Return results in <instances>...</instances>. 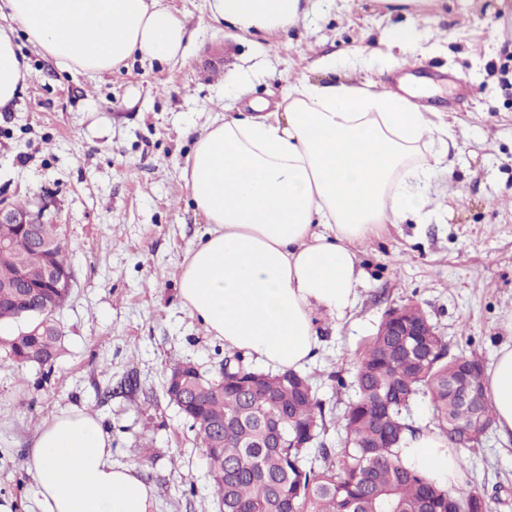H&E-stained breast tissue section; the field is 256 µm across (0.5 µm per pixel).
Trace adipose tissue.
Returning a JSON list of instances; mask_svg holds the SVG:
<instances>
[{
    "label": "adipose tissue",
    "mask_w": 512,
    "mask_h": 512,
    "mask_svg": "<svg viewBox=\"0 0 512 512\" xmlns=\"http://www.w3.org/2000/svg\"><path fill=\"white\" fill-rule=\"evenodd\" d=\"M0 107L28 77L14 27L61 65L94 77L132 57L183 55L185 30L158 0H0ZM215 20L273 32L299 21L301 0H211ZM283 112L215 117L196 137L183 180L208 227L190 249L180 295L231 350L298 370L318 346L317 312L339 315L363 278L358 245L387 225L422 222L426 187L455 137L407 96L348 79L288 81ZM494 425L512 438V346L486 374ZM404 462L453 488L460 457L438 432ZM40 512H153L134 464L112 462L100 419L70 409L45 422L27 460Z\"/></svg>",
    "instance_id": "obj_1"
}]
</instances>
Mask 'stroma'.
Listing matches in <instances>:
<instances>
[{
  "label": "stroma",
  "mask_w": 512,
  "mask_h": 512,
  "mask_svg": "<svg viewBox=\"0 0 512 512\" xmlns=\"http://www.w3.org/2000/svg\"><path fill=\"white\" fill-rule=\"evenodd\" d=\"M160 3L189 36L167 64L135 60L92 78L17 37L30 75L0 109V200L59 225L74 284L56 315L65 341L52 369L0 362V503L11 512H35L31 441L71 408L101 419L113 463L138 464L156 512H214L200 441L164 393L176 363L212 373L229 354L179 291L207 227L182 179L195 133L215 115L251 114L254 100L283 109L285 78L336 80L319 59L367 55L391 26L415 25L417 47L351 78L431 84L425 100L447 114L457 146L428 185L425 222L387 225L359 245L354 306L315 316L305 372L325 403L327 446L339 445L354 397L352 363L389 309L419 304L456 355L489 364L512 344V18L500 0H444L424 18L393 0H309L307 17L271 33L216 22L210 0ZM462 456L491 512H512V440L492 430Z\"/></svg>",
  "instance_id": "obj_1"
}]
</instances>
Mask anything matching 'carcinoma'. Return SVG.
Listing matches in <instances>:
<instances>
[{
  "label": "carcinoma",
  "mask_w": 512,
  "mask_h": 512,
  "mask_svg": "<svg viewBox=\"0 0 512 512\" xmlns=\"http://www.w3.org/2000/svg\"><path fill=\"white\" fill-rule=\"evenodd\" d=\"M51 253L67 262L58 225L43 227ZM45 253L26 245L0 261V358L18 367H52L63 349L56 320L72 292L40 287ZM405 322L387 311L353 364L356 398L341 415L339 447H326L324 404L299 371L266 374L278 397L263 398L259 372L208 377L191 362L171 367L165 395L203 447L218 512H489L472 489L451 492L407 466L400 449L421 433L411 406L428 399L435 430L458 447L494 424L481 357L451 356L440 336H406L429 322L416 303ZM285 428L280 448H261L257 420Z\"/></svg>",
  "instance_id": "cac0c4a2"
}]
</instances>
